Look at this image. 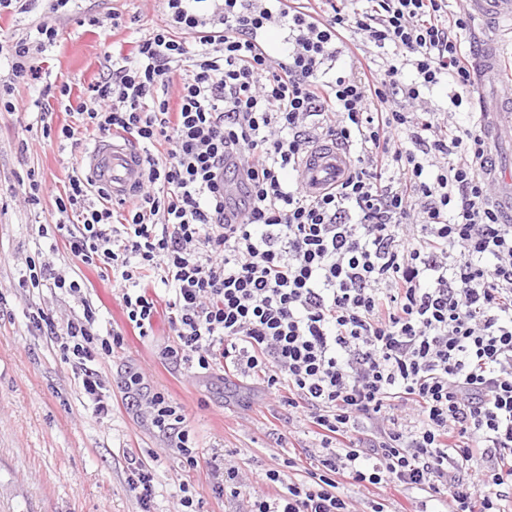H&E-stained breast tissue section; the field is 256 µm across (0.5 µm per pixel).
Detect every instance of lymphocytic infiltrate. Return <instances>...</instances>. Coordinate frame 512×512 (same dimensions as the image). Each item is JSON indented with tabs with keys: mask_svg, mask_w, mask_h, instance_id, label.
Segmentation results:
<instances>
[{
	"mask_svg": "<svg viewBox=\"0 0 512 512\" xmlns=\"http://www.w3.org/2000/svg\"><path fill=\"white\" fill-rule=\"evenodd\" d=\"M166 0L129 54L72 96L77 124L49 105L9 98L44 139L133 142L146 175L119 201L72 167L62 190L36 171L23 201L54 194L73 259L118 288L139 336L165 305V359L261 387L286 427L314 445L267 469L245 494L239 463L201 458L184 408L161 392L151 423L189 469L223 468L219 495L242 512H357L344 484L394 489L370 512H505L512 502V224L490 203L480 126L449 128L424 107L476 82L462 39L467 13L448 0ZM280 52L260 50L267 27ZM39 22L0 36L10 83H36L34 57L55 45ZM328 139L352 171L310 194L292 174ZM159 276L160 297L148 292ZM76 370L97 416L112 410L98 366L124 344L90 302L62 318L29 314Z\"/></svg>",
	"mask_w": 512,
	"mask_h": 512,
	"instance_id": "1",
	"label": "lymphocytic infiltrate"
}]
</instances>
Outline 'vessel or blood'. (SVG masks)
I'll return each instance as SVG.
<instances>
[{
    "label": "vessel or blood",
    "mask_w": 512,
    "mask_h": 512,
    "mask_svg": "<svg viewBox=\"0 0 512 512\" xmlns=\"http://www.w3.org/2000/svg\"><path fill=\"white\" fill-rule=\"evenodd\" d=\"M473 16L491 30L501 23L512 24V0H468ZM481 127L487 142H494L502 131L512 128V105L497 106L481 115ZM86 168L95 185L106 188L111 196L128 193L145 176L138 152L129 145L105 141L88 154ZM349 169L347 150L336 145L319 146L300 166L297 176L312 191L320 192L336 184ZM488 177L498 185L495 202L504 221L512 222V171L489 169Z\"/></svg>",
    "instance_id": "obj_1"
}]
</instances>
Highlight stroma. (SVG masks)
<instances>
[{
  "label": "stroma",
  "mask_w": 512,
  "mask_h": 512,
  "mask_svg": "<svg viewBox=\"0 0 512 512\" xmlns=\"http://www.w3.org/2000/svg\"><path fill=\"white\" fill-rule=\"evenodd\" d=\"M117 13V29L106 33L77 23V14L65 7L52 11L40 0L28 14H0V29L24 36L35 21L58 26L63 36L38 54L46 82L61 76L79 91L102 72L109 51L130 52L144 28L161 20L162 0H82L86 16ZM512 92V69L478 79L469 105L452 107L445 90L427 98L429 109L448 115L450 126L470 127L479 119L478 102L493 103ZM30 142L22 151V142ZM69 151L59 143L44 142L36 130H26L17 113L0 109V512H140L127 484L128 453H135L155 473L153 512H174L182 482H189L203 498L202 512H238L239 500L219 496L210 469L187 471L184 459L142 412L127 407L116 385L121 371L142 374L155 391L165 390L187 410L193 442L200 455H230L246 464L252 487H260L265 470L279 466L283 450L276 441L283 432L281 408L268 406L261 394H232L223 381L195 375L187 365L162 360L171 342L166 315L155 319L151 336L126 337L118 357L101 366L112 412L94 415L80 379L45 337L29 327L31 307L57 313L81 311L82 301L98 310L99 326L123 324L120 299L112 284L96 271L72 261L64 247H52L39 237L38 227L55 223L52 197L38 209L19 203L23 180L35 169L48 181L67 175ZM52 262L67 276L83 279L82 298L64 291L22 288L28 260ZM251 401L248 419L238 416L241 402Z\"/></svg>",
  "instance_id": "stroma-1"
}]
</instances>
